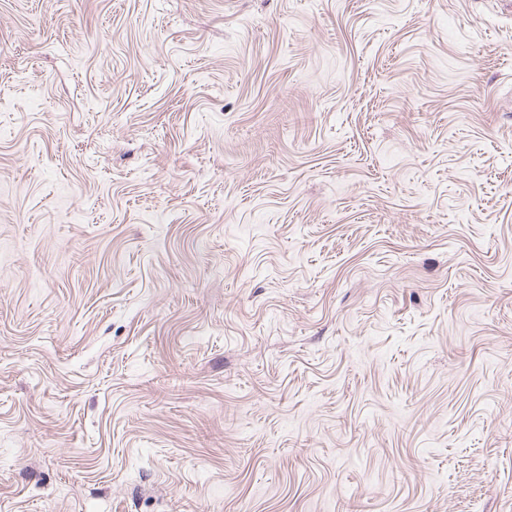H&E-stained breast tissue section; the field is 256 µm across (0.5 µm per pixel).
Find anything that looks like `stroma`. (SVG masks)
<instances>
[{
  "instance_id": "obj_1",
  "label": "stroma",
  "mask_w": 512,
  "mask_h": 512,
  "mask_svg": "<svg viewBox=\"0 0 512 512\" xmlns=\"http://www.w3.org/2000/svg\"><path fill=\"white\" fill-rule=\"evenodd\" d=\"M0 512H512V14L0 0Z\"/></svg>"
}]
</instances>
